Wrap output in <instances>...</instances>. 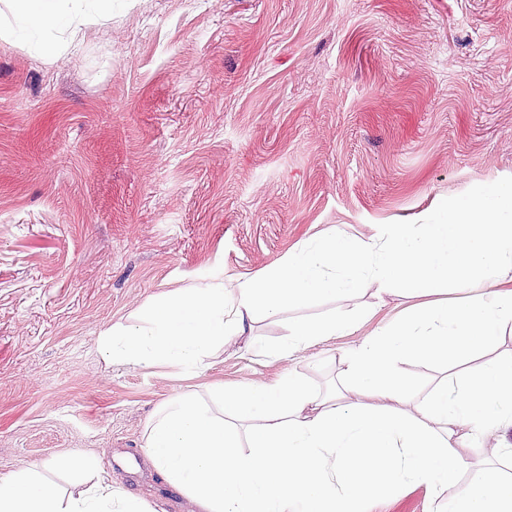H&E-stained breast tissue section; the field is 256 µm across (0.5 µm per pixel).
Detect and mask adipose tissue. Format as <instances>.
Here are the masks:
<instances>
[{
    "label": "adipose tissue",
    "instance_id": "1",
    "mask_svg": "<svg viewBox=\"0 0 512 512\" xmlns=\"http://www.w3.org/2000/svg\"><path fill=\"white\" fill-rule=\"evenodd\" d=\"M7 31L41 46L53 35L74 43L80 25L112 14V0H9ZM481 293L414 306L342 357L336 388H313L288 371L270 384L190 390L162 402L145 431V458L197 512H358L384 490L424 484L447 495L448 512H512V480L458 490L457 448L512 431V353L493 355L512 333V183L497 180L364 237L327 231L278 263L228 286L177 288L104 329L109 364L163 365L198 372L259 319L317 299L356 297L370 285L406 297L469 282ZM355 312L289 321L269 349L287 359L326 338L352 333ZM487 360L457 387L439 383L417 402L402 371L413 360L459 366ZM362 394L360 402L349 392ZM414 411H405L407 403ZM73 478L54 488L51 475ZM0 512H154L104 476L89 454H61L0 477Z\"/></svg>",
    "mask_w": 512,
    "mask_h": 512
}]
</instances>
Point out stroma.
Here are the masks:
<instances>
[{
  "instance_id": "35a3bbf8",
  "label": "stroma",
  "mask_w": 512,
  "mask_h": 512,
  "mask_svg": "<svg viewBox=\"0 0 512 512\" xmlns=\"http://www.w3.org/2000/svg\"><path fill=\"white\" fill-rule=\"evenodd\" d=\"M56 56L0 20V475L95 452L192 512L145 424L190 388L336 383L340 356L413 299L369 289L254 328L200 374L107 365L100 332L163 292L231 281L311 235L349 236L512 182V0H115ZM359 328L269 361L291 319ZM427 485L361 512H435Z\"/></svg>"
}]
</instances>
